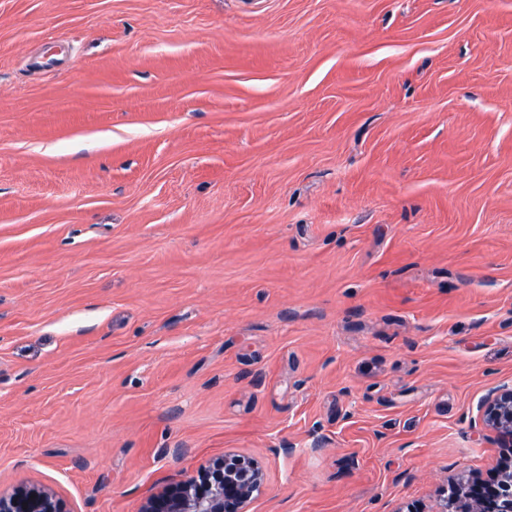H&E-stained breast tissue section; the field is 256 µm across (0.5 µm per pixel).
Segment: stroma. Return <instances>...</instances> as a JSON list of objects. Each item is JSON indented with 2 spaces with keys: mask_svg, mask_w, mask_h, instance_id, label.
<instances>
[{
  "mask_svg": "<svg viewBox=\"0 0 512 512\" xmlns=\"http://www.w3.org/2000/svg\"><path fill=\"white\" fill-rule=\"evenodd\" d=\"M510 383L512 0H0V493L437 512ZM224 474L201 485L190 478L146 498L139 512H247L250 502L262 493L265 475L246 455H224L215 461Z\"/></svg>",
  "mask_w": 512,
  "mask_h": 512,
  "instance_id": "obj_1",
  "label": "stroma"
}]
</instances>
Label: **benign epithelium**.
<instances>
[{
	"label": "benign epithelium",
	"mask_w": 512,
	"mask_h": 512,
	"mask_svg": "<svg viewBox=\"0 0 512 512\" xmlns=\"http://www.w3.org/2000/svg\"><path fill=\"white\" fill-rule=\"evenodd\" d=\"M482 423L512 447V384L489 391L481 405ZM224 473L205 484L194 478L174 483L146 498L139 512H247L250 502L262 493L265 475L246 455H226L217 460ZM512 512V466H501L493 484L458 485L451 489L440 512ZM0 512H67L64 502L51 490L18 487L0 494Z\"/></svg>",
	"instance_id": "7a95c632"
}]
</instances>
